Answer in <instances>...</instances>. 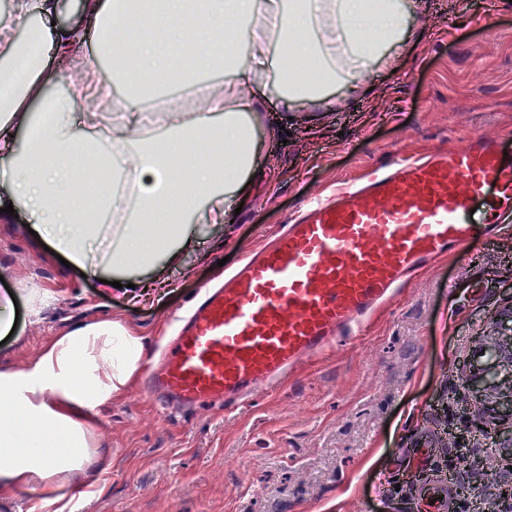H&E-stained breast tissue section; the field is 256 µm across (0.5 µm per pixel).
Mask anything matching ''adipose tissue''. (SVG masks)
<instances>
[{
	"label": "adipose tissue",
	"mask_w": 512,
	"mask_h": 512,
	"mask_svg": "<svg viewBox=\"0 0 512 512\" xmlns=\"http://www.w3.org/2000/svg\"><path fill=\"white\" fill-rule=\"evenodd\" d=\"M137 3L87 0L80 28H39L40 54L19 85L16 31L60 4L14 0L10 21L0 24V85L12 89L0 99V152L11 158L0 174L10 182L7 200L33 217L39 239L108 281L111 271H99L87 251L105 228L114 232V268L150 267L161 280L195 243L188 217L223 211L226 196L245 190L258 156L253 128L263 120V73L288 80L279 111L323 102L326 85L397 39L401 20L400 0H152L146 13ZM241 20L253 33L248 63L232 79H207L219 58L234 57ZM89 34L131 57L123 77L140 97L156 98L173 73L190 78L197 111L170 110L146 134L141 112L121 108L98 130L97 107L115 96L112 82L95 76L99 49L80 51ZM202 44L210 49L203 61L196 57ZM53 81L63 90L51 97ZM44 105L55 114L46 127L38 121ZM22 129L32 135L21 150ZM92 163L108 166L115 181L91 180ZM146 355L135 330L96 319L51 337L24 365L0 364V447L9 451L0 460V503L34 485L42 495L26 512H44L72 487L94 486L111 457L88 420L135 384Z\"/></svg>",
	"instance_id": "obj_1"
}]
</instances>
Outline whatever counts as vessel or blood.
<instances>
[{
    "label": "vessel or blood",
    "mask_w": 512,
    "mask_h": 512,
    "mask_svg": "<svg viewBox=\"0 0 512 512\" xmlns=\"http://www.w3.org/2000/svg\"><path fill=\"white\" fill-rule=\"evenodd\" d=\"M484 224L470 221L476 205ZM512 215V147L466 149L388 166L293 214L272 245L208 289L164 348L149 392L184 406L243 405L285 383L448 252Z\"/></svg>",
    "instance_id": "obj_1"
}]
</instances>
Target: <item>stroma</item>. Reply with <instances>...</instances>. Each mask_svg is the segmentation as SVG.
I'll use <instances>...</instances> for the list:
<instances>
[{"label":"stroma","instance_id":"obj_1","mask_svg":"<svg viewBox=\"0 0 512 512\" xmlns=\"http://www.w3.org/2000/svg\"><path fill=\"white\" fill-rule=\"evenodd\" d=\"M401 41L371 62L370 96L344 78L326 106L301 105L283 127L261 125L257 170L241 212L193 221L198 252L161 290L102 291L34 240L23 219L0 223V298L17 330L0 361L24 364L73 323L107 317L169 335L203 288L259 248L302 202L375 176L393 161L463 150L472 135L512 144V0H401ZM512 219L423 271L341 346L248 406L181 410L141 385L98 408L112 455L99 492L66 512H471L456 483L472 478L450 447L461 422L459 362L485 336H512ZM475 479V478H472ZM495 512L490 478L475 479Z\"/></svg>","mask_w":512,"mask_h":512}]
</instances>
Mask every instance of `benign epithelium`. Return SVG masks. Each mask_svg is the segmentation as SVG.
<instances>
[{
    "instance_id": "benign-epithelium-1",
    "label": "benign epithelium",
    "mask_w": 512,
    "mask_h": 512,
    "mask_svg": "<svg viewBox=\"0 0 512 512\" xmlns=\"http://www.w3.org/2000/svg\"><path fill=\"white\" fill-rule=\"evenodd\" d=\"M484 346L488 362L465 365L464 389L475 398V405L455 447H467L470 435L478 427L485 428L489 423L496 426L497 442L507 443L509 450L471 457L467 468L479 476L490 474L496 489L497 512H512V381L499 378L503 370L512 374V336H488Z\"/></svg>"
}]
</instances>
